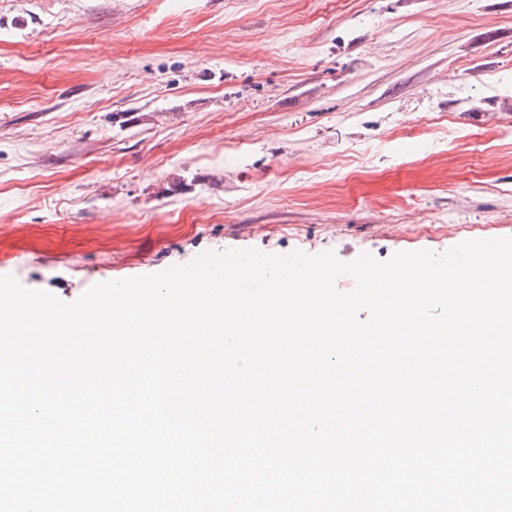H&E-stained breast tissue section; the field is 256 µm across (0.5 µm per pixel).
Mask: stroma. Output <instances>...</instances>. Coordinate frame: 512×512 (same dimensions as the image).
Masks as SVG:
<instances>
[{"label":"stroma","mask_w":512,"mask_h":512,"mask_svg":"<svg viewBox=\"0 0 512 512\" xmlns=\"http://www.w3.org/2000/svg\"><path fill=\"white\" fill-rule=\"evenodd\" d=\"M512 237V0H0V275Z\"/></svg>","instance_id":"stroma-1"}]
</instances>
